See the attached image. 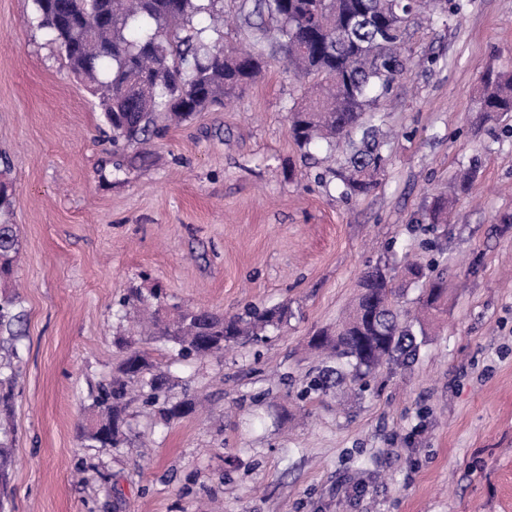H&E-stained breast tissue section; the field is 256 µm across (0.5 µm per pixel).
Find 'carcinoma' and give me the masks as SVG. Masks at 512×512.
Masks as SVG:
<instances>
[{
	"label": "carcinoma",
	"instance_id": "1",
	"mask_svg": "<svg viewBox=\"0 0 512 512\" xmlns=\"http://www.w3.org/2000/svg\"><path fill=\"white\" fill-rule=\"evenodd\" d=\"M33 0L34 19L58 44L70 70L97 102L112 146L142 148L173 124L193 119L214 105L238 97L265 67L263 47L280 51L295 74L318 79L315 98L291 113L289 132L301 148L320 143L340 147L344 162L336 169L342 193L359 196L376 184L387 157L377 130L382 117L376 102L403 70L402 45L408 17L433 7L436 18L457 11L455 0H242L241 13L253 49L226 50L210 33L223 21L219 0ZM478 112H512V74L489 77L477 100ZM455 198L433 197L420 220L444 224ZM12 202L0 184V278H8L19 251L16 225L9 222ZM446 277L439 273L422 297L421 315L399 320L396 302L402 289L381 267L363 273L352 309L333 335L318 337L336 367L328 366L311 389L325 392L343 367L363 379L385 364L415 355L413 327L443 312ZM17 302H0V335L13 341L22 314ZM122 305L144 307L159 337L177 356H217L224 345L261 336L288 318V306L253 308L225 317L194 307L168 312L162 289L130 292ZM119 357L110 380L99 387L91 418L81 438L91 447L115 448L124 441L128 388L143 389V404L169 425L191 414V398L165 395L168 373L138 343L114 340ZM16 373L0 366V420L14 411Z\"/></svg>",
	"mask_w": 512,
	"mask_h": 512
}]
</instances>
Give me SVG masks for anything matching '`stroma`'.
<instances>
[{
  "instance_id": "1",
  "label": "stroma",
  "mask_w": 512,
  "mask_h": 512,
  "mask_svg": "<svg viewBox=\"0 0 512 512\" xmlns=\"http://www.w3.org/2000/svg\"><path fill=\"white\" fill-rule=\"evenodd\" d=\"M457 2L448 24L410 22L409 60L379 103L387 164L351 197L324 151L291 138L309 84L275 53L240 98L116 174L101 112L32 0H0L24 314L6 512H512V112L482 119L475 98L487 71H512V0ZM471 167L447 223H422ZM407 256L448 279L415 361L307 393L325 366L311 336L367 268ZM156 283L172 304L229 316L284 303L288 320L205 360L144 341L171 364L170 396L206 394L204 411L154 429L135 399L123 445L83 446L129 327L119 300Z\"/></svg>"
}]
</instances>
